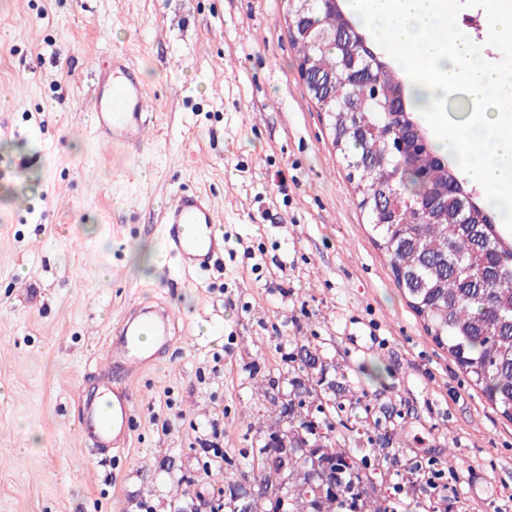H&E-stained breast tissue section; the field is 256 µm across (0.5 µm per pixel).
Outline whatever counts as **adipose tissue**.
Masks as SVG:
<instances>
[{
    "instance_id": "1",
    "label": "adipose tissue",
    "mask_w": 512,
    "mask_h": 512,
    "mask_svg": "<svg viewBox=\"0 0 512 512\" xmlns=\"http://www.w3.org/2000/svg\"><path fill=\"white\" fill-rule=\"evenodd\" d=\"M449 0H347L353 22L392 56L405 93L441 154L493 197L512 223V72L493 64L471 38L441 33Z\"/></svg>"
}]
</instances>
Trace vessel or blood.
<instances>
[{
    "instance_id": "b4317fda",
    "label": "vessel or blood",
    "mask_w": 512,
    "mask_h": 512,
    "mask_svg": "<svg viewBox=\"0 0 512 512\" xmlns=\"http://www.w3.org/2000/svg\"><path fill=\"white\" fill-rule=\"evenodd\" d=\"M146 109V92L129 65L114 67L108 84L95 92L91 107L100 140L113 142L120 133L138 142L149 125ZM160 222L166 248L184 270H210L224 250V237L216 229L218 211L205 193L188 189L176 193L161 210ZM174 329L172 312L161 304L125 314L114 330L108 360L121 376L104 377L96 397L83 402L78 415L80 432L91 439L100 456L125 447L133 414L129 381L150 365L153 347L172 342ZM145 335L153 337V347L143 346Z\"/></svg>"
}]
</instances>
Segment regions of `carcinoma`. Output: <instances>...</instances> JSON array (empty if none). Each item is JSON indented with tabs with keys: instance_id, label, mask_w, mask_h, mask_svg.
I'll list each match as a JSON object with an SVG mask.
<instances>
[{
	"instance_id": "obj_1",
	"label": "carcinoma",
	"mask_w": 512,
	"mask_h": 512,
	"mask_svg": "<svg viewBox=\"0 0 512 512\" xmlns=\"http://www.w3.org/2000/svg\"><path fill=\"white\" fill-rule=\"evenodd\" d=\"M308 16L312 26L329 31L352 24L344 20L343 10L327 9L318 0ZM297 52L312 57L313 76L323 80L322 97L316 103L330 98L324 112L329 114L333 143L344 152L359 205L368 212L376 245L388 256L397 285L427 322L435 342L448 350L488 402L512 420V240L492 218L493 200L476 202L469 224H450L442 214L433 217L416 209L401 224L381 223L374 206L387 183L414 200L432 188L454 183L457 171L439 157L427 138L415 147L414 165L409 166L391 139L379 132L358 134L360 124L381 128L399 123L381 107L405 92L390 65L375 69L377 98L368 101L363 111L350 112L340 105L348 88L344 48L328 41L304 45ZM303 406V401L292 398L281 405L290 435L313 428L302 414ZM284 455V449L266 443L240 454L239 478L227 482V487L242 490L254 483L288 490V503L256 500L251 512H341L354 505L360 512H388L385 501L365 491V461L346 449H321L320 457L336 473V489L319 497L308 496L312 464L297 459L284 470Z\"/></svg>"
}]
</instances>
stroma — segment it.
<instances>
[{
    "instance_id": "1",
    "label": "stroma",
    "mask_w": 512,
    "mask_h": 512,
    "mask_svg": "<svg viewBox=\"0 0 512 512\" xmlns=\"http://www.w3.org/2000/svg\"><path fill=\"white\" fill-rule=\"evenodd\" d=\"M285 19L282 0H0V165L23 170L0 176V512L211 496L197 436L219 425L236 461L306 380L303 414L368 460V493L392 512L512 499V420L398 287ZM120 58L155 125L137 147L92 134L99 72ZM182 189L215 198L227 238L203 274L164 257L159 211ZM160 300L179 334L131 380L129 441L101 459L78 400L124 314ZM427 463L447 487L425 483Z\"/></svg>"
}]
</instances>
